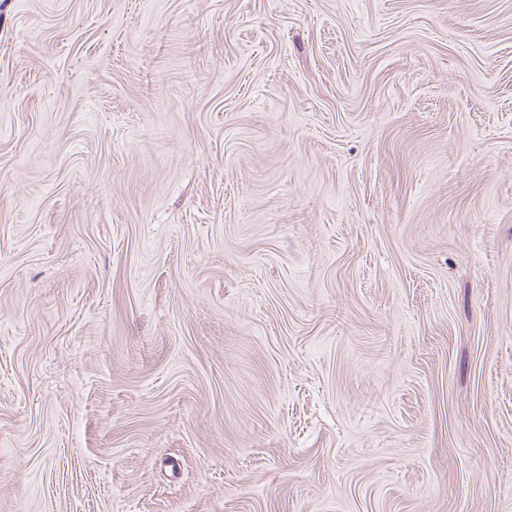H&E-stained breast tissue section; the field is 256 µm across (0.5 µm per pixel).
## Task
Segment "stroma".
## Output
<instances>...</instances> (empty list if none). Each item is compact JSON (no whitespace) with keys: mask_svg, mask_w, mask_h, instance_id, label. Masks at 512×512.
Here are the masks:
<instances>
[{"mask_svg":"<svg viewBox=\"0 0 512 512\" xmlns=\"http://www.w3.org/2000/svg\"><path fill=\"white\" fill-rule=\"evenodd\" d=\"M0 512H512V0H0Z\"/></svg>","mask_w":512,"mask_h":512,"instance_id":"1","label":"stroma"}]
</instances>
